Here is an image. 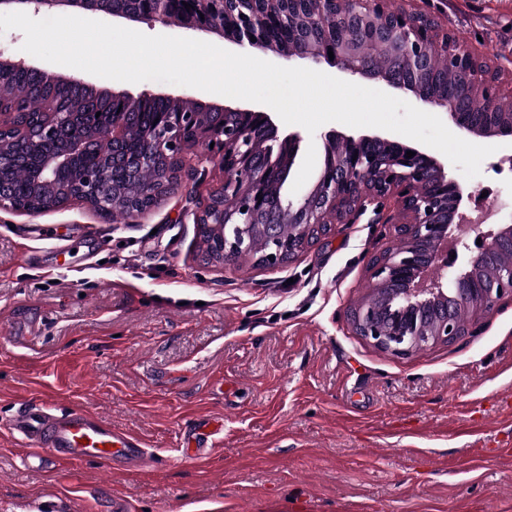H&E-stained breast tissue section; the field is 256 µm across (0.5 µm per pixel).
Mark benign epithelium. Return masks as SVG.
<instances>
[{"mask_svg": "<svg viewBox=\"0 0 512 512\" xmlns=\"http://www.w3.org/2000/svg\"><path fill=\"white\" fill-rule=\"evenodd\" d=\"M192 8L187 9L184 3ZM238 0H137L135 10H102L106 16L130 21L159 23L218 35L242 49H256L288 59L292 56L315 63L331 61L342 72L373 77L396 91L412 94L446 115L464 135L493 138L512 144V120L493 122L467 120L448 99L425 95L416 82L393 80L387 68L367 71L352 61L357 51L343 49L329 59L328 53L304 43L283 49L270 34L274 23L287 18H302V5L309 0H247L248 11H236ZM323 18L358 21L369 38L365 48L378 43V30L385 27L409 59H420L432 71L453 73L465 68L473 73V93L485 104L488 115L512 117V92L501 93L500 72L469 46L460 43L448 31V22L437 9H412L403 5L391 8V0H314ZM60 6L84 9L83 0H0V8L49 13ZM26 69L59 85L79 87L93 92V86L74 75L49 73L23 60L0 58V75ZM119 109L112 112L107 127L112 141V164L121 161L120 147L139 130L135 105L145 100H162L172 105L161 122L150 131V138L137 158L138 167L151 166L158 159L174 157L176 172L167 175L151 193L149 206L130 213L136 220L155 208L169 193L173 181L187 166V151L202 146L200 157L218 161L224 171L219 192L236 202L238 217L230 220L224 209L209 211L210 200L199 204L194 223L206 226L224 238V255L217 263L230 265L254 252V236L259 234L272 245L256 259L264 267H276L309 248L312 231L318 238L329 236L337 224H353L372 204L378 209L372 222L395 225V248L371 257L369 269L375 281L372 295L351 307L350 319L355 333L375 347L395 356H408L416 349L437 342L453 341L465 334L466 326L456 316L459 303L468 297L475 310L488 312L497 301L512 296V225L504 224L495 232H484L479 224L469 225L480 243L471 245L460 224L464 200H472L456 179L448 176V161L428 148L410 146L392 133L345 135L334 129L323 135V168L316 182L294 199L280 198L282 212L288 214L290 233L279 220L260 209L257 198L282 154L293 164L301 136L297 132L278 136L276 115L255 104L217 105L193 96L144 92L138 97L124 92L107 94ZM50 132L59 133L77 113L60 108L48 98L41 103ZM93 150L91 140H72L57 151L46 154L35 184L55 191L56 170L72 164ZM414 156L406 157V152ZM72 199H81L103 213L111 209L112 190L105 170L86 174L66 191ZM457 232L460 239L453 256L441 259L440 245Z\"/></svg>", "mask_w": 512, "mask_h": 512, "instance_id": "7a95c632", "label": "benign epithelium"}]
</instances>
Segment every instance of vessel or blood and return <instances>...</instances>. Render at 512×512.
<instances>
[{"label": "vessel or blood", "instance_id": "b4317fda", "mask_svg": "<svg viewBox=\"0 0 512 512\" xmlns=\"http://www.w3.org/2000/svg\"><path fill=\"white\" fill-rule=\"evenodd\" d=\"M9 428L29 447V461L46 472L88 461L107 467L118 460L135 466L146 461L144 444L138 437L112 428L98 414L82 407L54 415L43 405L27 402L11 417ZM222 430V425L211 419L186 427L181 433L184 456L207 458Z\"/></svg>", "mask_w": 512, "mask_h": 512}]
</instances>
